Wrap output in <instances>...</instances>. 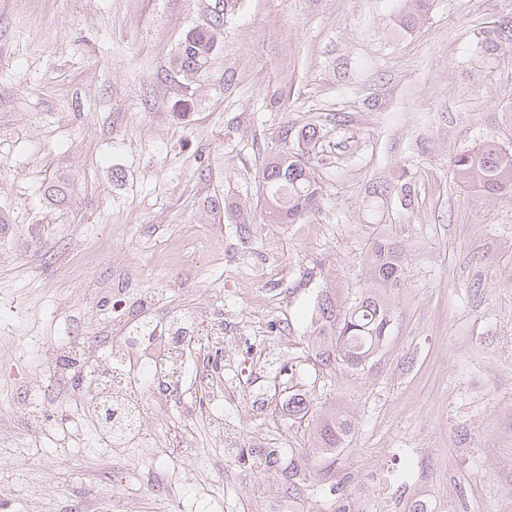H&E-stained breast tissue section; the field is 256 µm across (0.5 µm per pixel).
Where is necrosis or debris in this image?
<instances>
[{
  "label": "necrosis or debris",
  "mask_w": 512,
  "mask_h": 512,
  "mask_svg": "<svg viewBox=\"0 0 512 512\" xmlns=\"http://www.w3.org/2000/svg\"><path fill=\"white\" fill-rule=\"evenodd\" d=\"M219 344L218 335L207 331L190 315H174L156 321H140L130 330L126 340L112 346L101 359L90 358L83 347L72 344L57 352L55 368L59 373H78L81 383L90 391L93 406L101 414H111L120 432L100 428L101 438L114 447L123 448L135 442L144 448L156 447L154 439L139 428L138 417L147 406L148 397L174 395L180 384L183 351L194 346L208 351ZM151 373L152 388L143 391L139 385L140 369Z\"/></svg>",
  "instance_id": "necrosis-or-debris-1"
}]
</instances>
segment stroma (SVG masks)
Returning a JSON list of instances; mask_svg holds the SVG:
<instances>
[{
  "instance_id": "1",
  "label": "stroma",
  "mask_w": 512,
  "mask_h": 512,
  "mask_svg": "<svg viewBox=\"0 0 512 512\" xmlns=\"http://www.w3.org/2000/svg\"><path fill=\"white\" fill-rule=\"evenodd\" d=\"M211 2L0 0V512H415L421 498L512 512V192L465 187L449 165L487 139L512 146V41L486 38L512 0H432L412 29L395 0H239L184 90L172 59ZM310 124L319 209L265 223L262 170L284 127ZM386 233L407 266L386 345L359 372L314 366L317 296L353 298ZM128 268L120 312L112 282ZM180 312L223 313L241 355L240 327L272 322L256 387L188 420L190 353L178 398L141 419L167 447L107 446L55 351ZM285 362L293 377L277 375ZM291 388L356 424L334 480L314 478L310 431L281 407ZM31 401L80 417V435L31 423ZM273 446L306 459L296 502L280 469L238 461Z\"/></svg>"
}]
</instances>
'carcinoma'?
Wrapping results in <instances>:
<instances>
[{"instance_id":"carcinoma-1","label":"carcinoma","mask_w":512,"mask_h":512,"mask_svg":"<svg viewBox=\"0 0 512 512\" xmlns=\"http://www.w3.org/2000/svg\"><path fill=\"white\" fill-rule=\"evenodd\" d=\"M398 2V21L402 27L417 25L429 11L430 0ZM233 6L235 0H214L207 25L192 28L179 43L175 71L182 85L189 86L208 68L217 47L216 30L224 24L225 14ZM304 154L303 149L284 151L272 157L263 169L264 212L271 224H296L318 206L321 187ZM450 164L463 185L489 196L512 192V149L499 141L487 140L472 149L461 150L450 158ZM365 265L364 287L351 302L341 306L327 293L317 299L307 346L314 364L321 369L341 366L362 371L390 335L395 316L391 293L401 287L406 270L399 242L388 234L375 237L366 253ZM288 415L300 421L311 417L315 450L324 463L321 477L333 476L336 457L355 429L351 417L334 408L317 411L313 409V400L297 392L288 397ZM247 460L274 467L281 461L280 449L266 448L256 458H241L243 462ZM302 471L301 460L288 459V496L302 495Z\"/></svg>"}]
</instances>
